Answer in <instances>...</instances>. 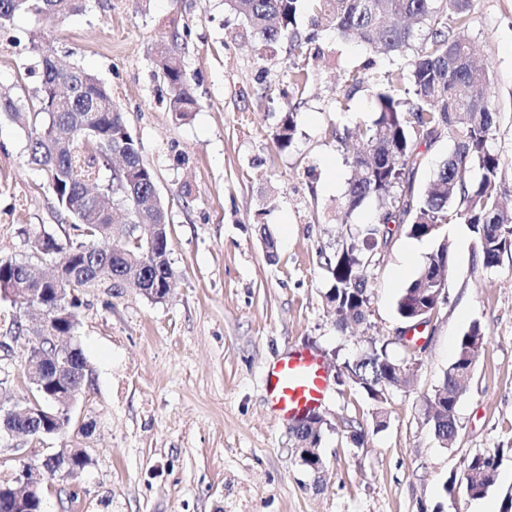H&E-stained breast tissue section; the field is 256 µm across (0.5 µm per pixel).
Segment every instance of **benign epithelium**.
<instances>
[{"label": "benign epithelium", "mask_w": 512, "mask_h": 512, "mask_svg": "<svg viewBox=\"0 0 512 512\" xmlns=\"http://www.w3.org/2000/svg\"><path fill=\"white\" fill-rule=\"evenodd\" d=\"M43 297L44 289L24 277L0 288V299L16 306L23 301L40 305ZM24 340L27 345L25 376L28 390L42 391L46 397L39 403L31 397L10 404L0 399V440H40L64 435L70 424L55 428L52 421L61 413L71 418L72 408L86 391L82 382L87 374V364H75L72 353L76 347L59 341L49 318L40 321ZM83 456H87L86 451L74 445L59 449L32 469L23 467L14 477L15 494L21 499L42 496L41 480L33 475V471L55 470L66 474L71 459Z\"/></svg>", "instance_id": "7a95c632"}]
</instances>
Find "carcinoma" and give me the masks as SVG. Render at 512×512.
<instances>
[{
	"label": "carcinoma",
	"mask_w": 512,
	"mask_h": 512,
	"mask_svg": "<svg viewBox=\"0 0 512 512\" xmlns=\"http://www.w3.org/2000/svg\"><path fill=\"white\" fill-rule=\"evenodd\" d=\"M85 0H0V30L16 15L31 13L64 19L84 8ZM310 3L317 25L344 39H356L376 54L388 58L413 53L408 81L403 90L387 82L376 93V118L365 128L336 127L332 136L343 148L354 171L345 207L351 212L365 201L377 203L376 222L349 236L332 253L319 251L320 264L332 285L326 298L343 326L366 319L371 281V263L386 246L389 225L407 229L414 237L434 236L439 227L462 220L477 239L483 264L495 266L500 255L512 247V207L494 191L500 157L488 148L497 122L495 101L488 90V76L470 63L448 69V54L458 37L453 29H467L472 0H225L227 8L242 17L253 35L265 45L288 41L290 50L302 53L296 32L297 14ZM426 29L419 45H413L416 28ZM30 51L41 65V86L35 101L0 94V115L27 130L30 160L46 172L48 186L59 208L72 220L77 237L62 242L48 235L35 251L45 253L74 274L73 295L66 302L69 312L80 305V294L104 284L119 291L136 284L143 275L154 285L145 297L164 301L170 291L173 271L169 260L168 224L163 201L152 196L153 171L141 158L140 142L117 109L111 91L83 66L58 64L56 51L38 32L29 35ZM171 90L169 110L186 120L196 110L181 58L171 48H162L154 59ZM448 133L453 148L433 177L415 190L413 176L422 157L421 142L431 143ZM296 135L293 113L287 112L273 134L279 150L291 146ZM133 172L112 173L100 184L102 168L112 155ZM470 167L481 171L478 182L465 178ZM117 205L125 209L126 224H157L153 257L137 270L130 260L148 250L138 233L119 239L102 231L110 223L109 212ZM266 257L277 261L273 234L266 224L257 225ZM448 240L438 241L415 276L401 290L396 310L407 323H416L421 311L432 315L444 292L434 279L441 278L449 264ZM20 261L0 260V281L19 278ZM485 337V329L474 322L462 336L454 361L444 373L441 389L431 405L432 426L438 437L451 443L457 423L455 408L460 382L472 371ZM400 362L388 354L387 344H371L353 361L344 363L351 384L363 389L376 404L389 392L405 388L410 379L396 371ZM293 448L302 463L306 444H320L322 429L290 428ZM503 449L477 453L460 477L467 495L483 498L495 485ZM0 512H41L38 505L17 504L11 491L0 483Z\"/></svg>",
	"instance_id": "obj_1"
}]
</instances>
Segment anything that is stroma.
<instances>
[{
  "instance_id": "1",
  "label": "stroma",
  "mask_w": 512,
  "mask_h": 512,
  "mask_svg": "<svg viewBox=\"0 0 512 512\" xmlns=\"http://www.w3.org/2000/svg\"><path fill=\"white\" fill-rule=\"evenodd\" d=\"M473 7L465 36L497 102L489 148L501 159L496 187L512 199V0ZM297 30L306 40L299 56L285 43L266 49L224 0H88L65 19L21 14L0 31V90L29 100L39 89L34 31L62 62L80 63L111 90L171 217L174 279L165 301L135 288L81 297L72 342L89 374L72 419L90 423V434L0 453L7 479L58 448H85L90 463L78 477L45 481L46 512H501L512 494V249L484 266L469 225H443L451 245L445 298L413 333L396 301L437 242L395 230L372 261L365 322L337 324L318 253L374 222L376 204L343 213L353 172L330 129L371 123L372 80L410 60L336 38L310 9ZM174 31L198 103L184 121L169 112L170 90L153 62ZM299 69L310 75L302 90L293 84ZM351 69L370 78L352 95L344 81ZM343 98L349 109L340 112ZM288 111L297 135L281 151L272 135ZM261 224L276 239L277 263L265 256ZM42 232L62 240L73 230L45 172L28 160L25 131L1 117L0 259L28 256L29 237ZM475 322L484 344L446 445L427 402ZM375 341L395 359L416 361L414 379L388 395L381 429L364 390L330 384L320 407L325 469L314 475L292 447L289 421L270 410L265 369L305 349L333 373ZM25 356L24 342L0 347V391L16 400L28 395ZM495 448L505 454L485 497L446 492L474 454Z\"/></svg>"
}]
</instances>
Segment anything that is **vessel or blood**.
Here are the masks:
<instances>
[{
    "mask_svg": "<svg viewBox=\"0 0 512 512\" xmlns=\"http://www.w3.org/2000/svg\"><path fill=\"white\" fill-rule=\"evenodd\" d=\"M264 381L274 411L288 420L315 411L328 390L325 367L303 350L290 351L270 365Z\"/></svg>",
    "mask_w": 512,
    "mask_h": 512,
    "instance_id": "1",
    "label": "vessel or blood"
}]
</instances>
